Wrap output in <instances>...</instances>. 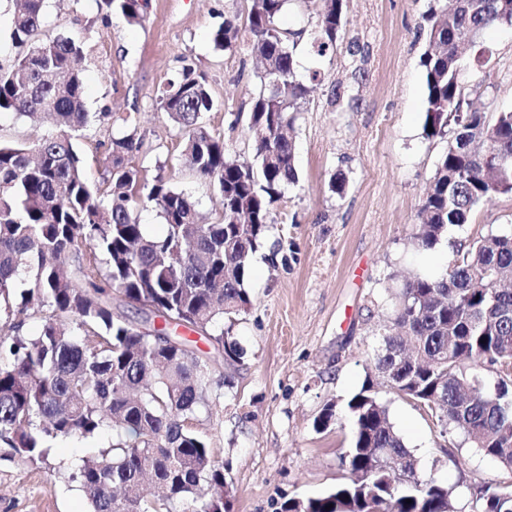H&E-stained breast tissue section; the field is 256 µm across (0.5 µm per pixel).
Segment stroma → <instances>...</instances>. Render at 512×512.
<instances>
[{
    "instance_id": "1",
    "label": "stroma",
    "mask_w": 512,
    "mask_h": 512,
    "mask_svg": "<svg viewBox=\"0 0 512 512\" xmlns=\"http://www.w3.org/2000/svg\"><path fill=\"white\" fill-rule=\"evenodd\" d=\"M429 0H347L346 40L316 56L310 34L315 0H287L278 25L295 41L297 77L311 88L289 132L299 181L275 205L246 286L252 307L233 333L244 357L231 369L219 404L191 423L214 448L232 479L229 512H280L291 498L322 493L346 480L351 446L347 418L326 429L314 422L329 403L345 406L364 383L379 386L395 429L417 461L419 475L452 487L454 512H476L479 489L508 481L461 431L441 436L435 418L382 388L374 352L409 274L436 275L459 244L512 234V197L482 203L468 223L448 229L436 250L416 251L412 236L445 141L423 135L426 84L420 28ZM249 0H150L143 25H128L103 0H46L42 39L83 31L82 66L88 112L137 116L143 141L133 165L164 166L197 204L203 221L221 218L217 186L183 162V135L160 108V91L182 66L205 77L214 107L204 116L233 158L252 160L248 128L255 42L241 30L236 49L215 50L213 32L244 17ZM361 51L350 54L346 42ZM488 67L464 61L469 100L485 112L512 109V29L486 36ZM342 93V107L331 103ZM345 173L344 194L330 189ZM112 442L110 430L90 438H57L46 463L6 460L0 447V512H87L70 473Z\"/></svg>"
}]
</instances>
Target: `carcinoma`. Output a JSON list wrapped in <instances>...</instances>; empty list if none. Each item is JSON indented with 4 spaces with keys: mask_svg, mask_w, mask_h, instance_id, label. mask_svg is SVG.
I'll use <instances>...</instances> for the list:
<instances>
[{
    "mask_svg": "<svg viewBox=\"0 0 512 512\" xmlns=\"http://www.w3.org/2000/svg\"><path fill=\"white\" fill-rule=\"evenodd\" d=\"M319 2L311 47L323 56L337 49L345 0ZM43 3L19 0L11 38L23 51L12 70L0 71V112L44 115L52 124L30 143H0V443L34 464L47 459L50 438H86L109 427L115 443L72 474L90 512H225L231 481L190 420L210 405L216 373L243 357L232 325L252 305V257L275 223L274 204L298 181L284 130L309 89L297 79L294 44L278 27L287 0H250L245 16L261 58L249 113L255 162L232 158L203 122L214 101L194 70L183 68L161 91L160 108L185 134V164L219 186L216 224L197 222L195 203L163 167L150 176L131 164L140 141L129 116L103 152L109 187L89 183L77 145L91 122L78 68L83 31L36 41ZM106 4L140 25L149 0ZM422 20L423 134L447 142L413 236L416 250L430 251L479 204L512 195V110L472 108L462 68L465 58L489 61L485 33L512 28V0H430ZM239 31L225 20L214 48H234ZM489 152L507 162L486 160ZM136 197L158 210L163 236L145 233ZM510 279L512 234L478 237L454 251L444 273L413 276L398 293L397 331L383 337L375 368L396 395L426 405L442 430H462L472 447L512 471ZM30 304L49 311L36 335L22 330ZM171 325L205 337L213 351L200 355L169 335ZM483 364L500 376L493 396L481 391ZM345 412L352 447L344 463L350 473L368 474L372 503L359 505L348 480L289 499L281 512H449L448 485L418 476L371 384ZM477 503L479 512L511 507L512 484L488 485Z\"/></svg>",
    "mask_w": 512,
    "mask_h": 512,
    "instance_id": "cac0c4a2",
    "label": "carcinoma"
}]
</instances>
